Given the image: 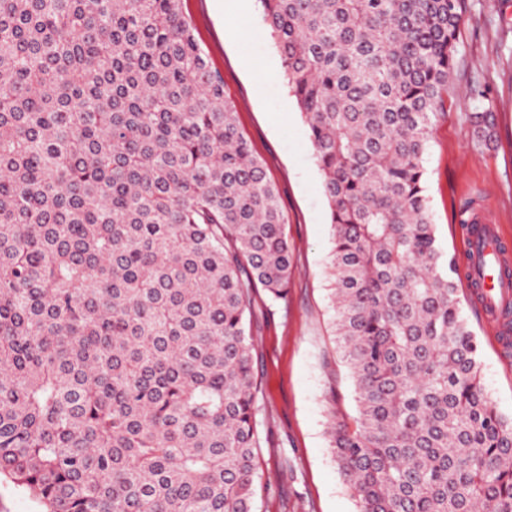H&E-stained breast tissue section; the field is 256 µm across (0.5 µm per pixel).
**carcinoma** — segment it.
Listing matches in <instances>:
<instances>
[{
    "mask_svg": "<svg viewBox=\"0 0 512 512\" xmlns=\"http://www.w3.org/2000/svg\"><path fill=\"white\" fill-rule=\"evenodd\" d=\"M180 0H0V478L43 512H256L254 294L285 301L278 190ZM305 115L355 414L359 512H512L425 156L463 0H257ZM492 138L488 106L470 116Z\"/></svg>",
    "mask_w": 512,
    "mask_h": 512,
    "instance_id": "cac0c4a2",
    "label": "carcinoma"
}]
</instances>
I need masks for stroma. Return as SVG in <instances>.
I'll use <instances>...</instances> for the list:
<instances>
[{"instance_id":"stroma-1","label":"stroma","mask_w":512,"mask_h":512,"mask_svg":"<svg viewBox=\"0 0 512 512\" xmlns=\"http://www.w3.org/2000/svg\"><path fill=\"white\" fill-rule=\"evenodd\" d=\"M459 66L448 90V110L429 134L428 201L441 251L467 252L457 210L474 203L512 250V0H464ZM180 9L212 70L224 78L240 131L276 186L293 249L288 299L270 302L257 292L252 309L258 420L264 437L259 466L271 490L258 512H358L333 458L327 435L329 394L355 412L354 386L336 347L330 299L333 248L330 211L309 129L290 93L279 49L258 6L228 17L216 0H181ZM486 87L495 112L497 142L480 150L468 115L477 104L470 90ZM463 314L479 344L485 389L512 418V338L498 329L457 280Z\"/></svg>"}]
</instances>
